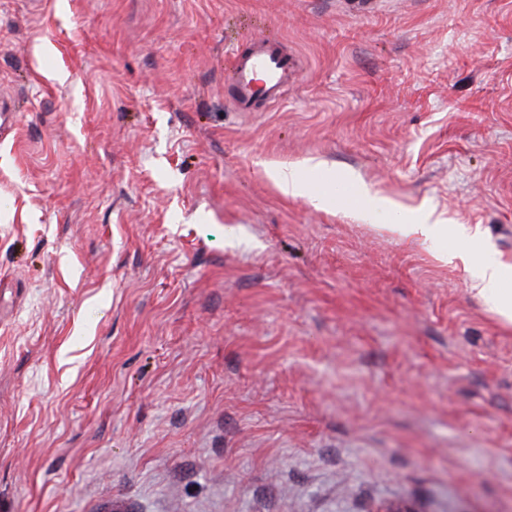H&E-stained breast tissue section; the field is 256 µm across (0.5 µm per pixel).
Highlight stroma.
Segmentation results:
<instances>
[{
	"instance_id": "stroma-1",
	"label": "stroma",
	"mask_w": 512,
	"mask_h": 512,
	"mask_svg": "<svg viewBox=\"0 0 512 512\" xmlns=\"http://www.w3.org/2000/svg\"><path fill=\"white\" fill-rule=\"evenodd\" d=\"M295 72L252 112L236 54ZM0 512H512V0H0ZM292 69V60L282 42L258 39L246 53L237 55L229 73L234 87V100L240 112H252L251 105L259 94L275 100L284 79ZM262 78L259 90L257 81ZM269 176L285 194L292 197L307 198L318 205L326 204L332 197L331 193L315 191L306 170L295 167L288 168V170L274 168L269 172ZM397 226L400 231L409 234H419L424 239L439 240L448 237V225L437 224V220H432L429 213H423L416 217L414 220L408 219L404 215L397 217ZM453 231L465 245L457 256L469 272L470 290L502 322L512 325V264L489 254L478 231L463 225Z\"/></svg>"
}]
</instances>
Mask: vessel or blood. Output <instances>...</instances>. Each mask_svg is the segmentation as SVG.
<instances>
[{"mask_svg": "<svg viewBox=\"0 0 512 512\" xmlns=\"http://www.w3.org/2000/svg\"><path fill=\"white\" fill-rule=\"evenodd\" d=\"M291 68L292 60L282 43L254 41L248 52L235 57L229 73L238 110L250 111L260 94L276 99Z\"/></svg>", "mask_w": 512, "mask_h": 512, "instance_id": "1", "label": "vessel or blood"}]
</instances>
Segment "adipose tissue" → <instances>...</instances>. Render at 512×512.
<instances>
[{
    "label": "adipose tissue",
    "instance_id": "ef3b65f1",
    "mask_svg": "<svg viewBox=\"0 0 512 512\" xmlns=\"http://www.w3.org/2000/svg\"><path fill=\"white\" fill-rule=\"evenodd\" d=\"M397 221L403 233L417 234L428 240H439L447 237L448 233H455L464 243L458 256L469 272L471 291L502 322L512 325V264L489 254L479 232L461 225L448 229L428 213L413 220L401 215Z\"/></svg>",
    "mask_w": 512,
    "mask_h": 512
}]
</instances>
